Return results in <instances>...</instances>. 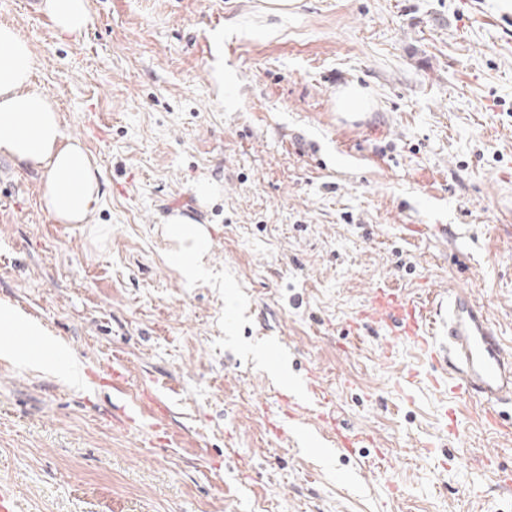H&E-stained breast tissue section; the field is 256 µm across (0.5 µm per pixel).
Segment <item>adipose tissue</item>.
Returning a JSON list of instances; mask_svg holds the SVG:
<instances>
[{
  "mask_svg": "<svg viewBox=\"0 0 512 512\" xmlns=\"http://www.w3.org/2000/svg\"><path fill=\"white\" fill-rule=\"evenodd\" d=\"M43 9L62 33L81 32L89 23L88 0H43ZM36 58L29 42L13 26L0 25V157L41 176V200L59 224H85L101 197V171L84 143L65 136L52 95L32 84ZM178 241L180 271L197 276L209 251L207 232L191 219L168 221Z\"/></svg>",
  "mask_w": 512,
  "mask_h": 512,
  "instance_id": "obj_1",
  "label": "adipose tissue"
}]
</instances>
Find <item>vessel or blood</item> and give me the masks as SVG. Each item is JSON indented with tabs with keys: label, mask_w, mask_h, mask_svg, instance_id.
<instances>
[{
	"label": "vessel or blood",
	"mask_w": 512,
	"mask_h": 512,
	"mask_svg": "<svg viewBox=\"0 0 512 512\" xmlns=\"http://www.w3.org/2000/svg\"><path fill=\"white\" fill-rule=\"evenodd\" d=\"M360 317L391 327L395 338L411 342L428 365L427 379L436 387L473 405L481 422L500 437L512 439V418L503 405H512V349L506 348L487 312L470 292L452 288L426 297L387 286L376 288ZM104 382L124 393L127 375L121 356H114ZM290 414L313 415L336 439L338 449L349 451L364 443L363 434L348 430L337 420L331 400L307 375L299 392L284 395ZM170 408L166 399L143 390L134 414L118 417V424L137 419L161 431Z\"/></svg>",
	"instance_id": "b4317fda"
}]
</instances>
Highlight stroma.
I'll return each mask as SVG.
<instances>
[{
	"instance_id": "1",
	"label": "stroma",
	"mask_w": 512,
	"mask_h": 512,
	"mask_svg": "<svg viewBox=\"0 0 512 512\" xmlns=\"http://www.w3.org/2000/svg\"><path fill=\"white\" fill-rule=\"evenodd\" d=\"M25 3L0 0V24L103 177L89 223L58 224L38 173L0 158V303L58 342L47 368L0 354L21 512H512L484 466L512 468V441L433 387L406 402L417 350L349 326L378 283L462 288L512 344V5L90 0L63 34ZM351 84L371 108L348 119ZM174 209L209 234L199 279L170 260ZM116 353L130 395L171 394L172 444L84 388ZM311 370L374 447L333 454L311 417L270 441L266 411ZM336 108L338 112H345L348 115L357 114L353 112H368V95L359 86L348 87L339 94Z\"/></svg>"
}]
</instances>
